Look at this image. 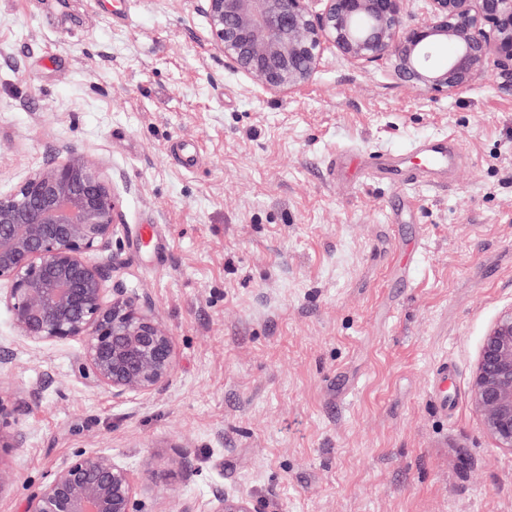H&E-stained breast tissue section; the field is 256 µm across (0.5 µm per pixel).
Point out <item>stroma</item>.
Instances as JSON below:
<instances>
[{
  "mask_svg": "<svg viewBox=\"0 0 512 512\" xmlns=\"http://www.w3.org/2000/svg\"><path fill=\"white\" fill-rule=\"evenodd\" d=\"M129 2L123 19L119 0H0V193L66 148L93 155L120 200L106 285L152 304L176 368L112 401L79 342L28 345L0 308V396L25 403L0 512L80 451L130 469L142 512L222 492L262 512H512V451L472 400L512 306V77L423 95L328 48L274 95L209 46L195 0ZM445 135L464 160L408 215L403 189L326 171Z\"/></svg>",
  "mask_w": 512,
  "mask_h": 512,
  "instance_id": "1",
  "label": "stroma"
}]
</instances>
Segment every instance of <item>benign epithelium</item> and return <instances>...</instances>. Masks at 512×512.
Here are the masks:
<instances>
[{"instance_id": "benign-epithelium-1", "label": "benign epithelium", "mask_w": 512, "mask_h": 512, "mask_svg": "<svg viewBox=\"0 0 512 512\" xmlns=\"http://www.w3.org/2000/svg\"><path fill=\"white\" fill-rule=\"evenodd\" d=\"M206 41L262 90L282 95L312 78L324 50L356 63L389 60L417 92L451 94L489 67L512 71V0H197ZM366 22L361 29L357 21ZM118 198L99 162L70 149L10 194L0 195V306L33 346L78 340L93 383L114 400L165 390L174 374L172 336L151 306L109 288ZM485 430L512 451V306L486 334L473 378ZM24 406L0 396V458L21 446ZM142 484L106 454L80 452L24 501L22 512H139ZM211 512H260L221 493Z\"/></svg>"}]
</instances>
